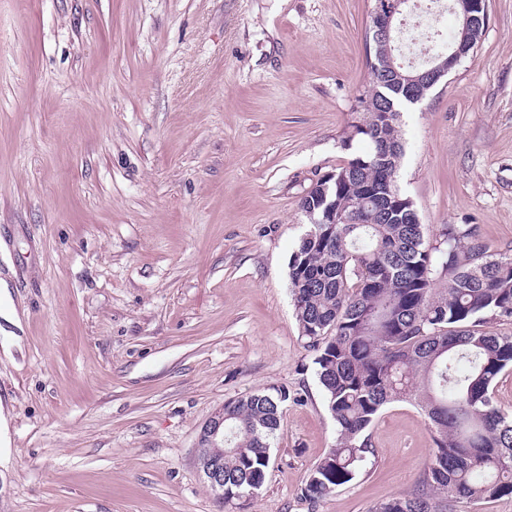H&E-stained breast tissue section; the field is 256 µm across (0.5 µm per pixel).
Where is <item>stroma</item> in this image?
<instances>
[{
	"label": "stroma",
	"mask_w": 512,
	"mask_h": 512,
	"mask_svg": "<svg viewBox=\"0 0 512 512\" xmlns=\"http://www.w3.org/2000/svg\"><path fill=\"white\" fill-rule=\"evenodd\" d=\"M372 0H0V512H371L432 449L406 402L311 506L336 443L288 261L302 197L364 152ZM398 185L427 242L470 225L512 255V0L474 56L403 108ZM286 388L273 466L240 507L197 441L225 402Z\"/></svg>",
	"instance_id": "obj_1"
}]
</instances>
